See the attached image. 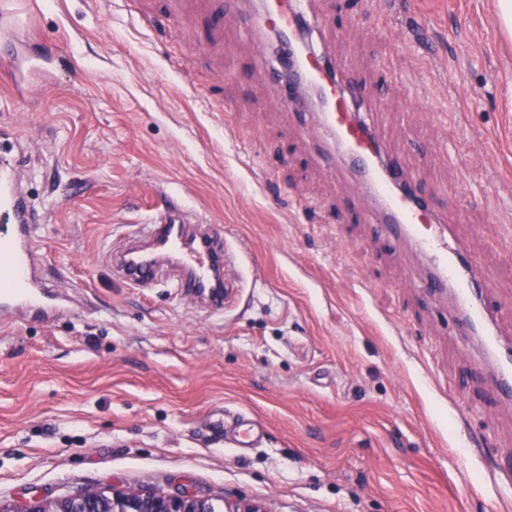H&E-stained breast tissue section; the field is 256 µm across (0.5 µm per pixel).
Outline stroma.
Listing matches in <instances>:
<instances>
[{
    "label": "stroma",
    "instance_id": "35a3bbf8",
    "mask_svg": "<svg viewBox=\"0 0 512 512\" xmlns=\"http://www.w3.org/2000/svg\"><path fill=\"white\" fill-rule=\"evenodd\" d=\"M0 0L43 68L0 126L26 149L44 272L69 309L0 319V502L80 488L174 491L264 512H512V412L477 343L421 289L425 262L358 220L351 177L275 108L253 0ZM377 107L386 155L435 196L512 331V37L497 0H312ZM189 208L221 234L223 310L112 261L146 214ZM262 423L234 448L209 422Z\"/></svg>",
    "mask_w": 512,
    "mask_h": 512
}]
</instances>
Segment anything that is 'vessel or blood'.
Returning a JSON list of instances; mask_svg holds the SVG:
<instances>
[{"label": "vessel or blood", "mask_w": 512, "mask_h": 512, "mask_svg": "<svg viewBox=\"0 0 512 512\" xmlns=\"http://www.w3.org/2000/svg\"><path fill=\"white\" fill-rule=\"evenodd\" d=\"M307 27L323 34L330 23L323 17L308 16L306 0H263L249 22L251 31L274 30L287 41ZM290 57L284 77L286 91L276 99V108L295 105L300 91H316L319 105L315 111L301 113L303 125L316 124L325 131L324 157L331 168L351 172L359 190L378 201V208L366 215V222L376 225L389 243L413 245L429 257L431 268L422 289L431 296L452 297L458 334L483 341L494 362L492 378L498 401L511 410L512 345L490 325V311L482 300L487 282L469 258L467 246L450 241L448 228L439 224L428 198L393 194V184L407 182L408 177L396 162L383 158L377 133L361 113L362 96L347 76L313 48L293 50ZM38 222V213L22 184L20 165L1 155L0 316L49 320L69 305L68 297L51 293L42 275L34 238ZM140 233L151 241L149 257H140L135 248L121 257L130 285L143 288L154 282L159 274L158 256H171L183 270L171 283L176 292L209 298L218 307L224 305L226 293L214 291L213 286L228 252L221 238L200 223L195 213L167 208L162 216H145ZM262 437L260 424L239 419L233 425L230 442L236 448H254Z\"/></svg>", "instance_id": "obj_1"}]
</instances>
